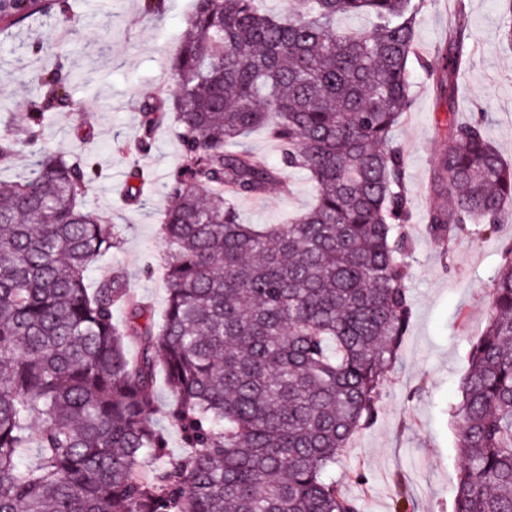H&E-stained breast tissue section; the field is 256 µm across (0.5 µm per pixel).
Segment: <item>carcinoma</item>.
I'll return each instance as SVG.
<instances>
[{
  "mask_svg": "<svg viewBox=\"0 0 512 512\" xmlns=\"http://www.w3.org/2000/svg\"><path fill=\"white\" fill-rule=\"evenodd\" d=\"M196 0L174 54L183 146L161 227L164 320L114 267L120 244L83 202L96 172L37 147L43 107L71 102L57 72L44 106L12 112L0 161L33 148L28 175L0 186V512H361L333 471L376 418L412 315L399 232L411 212L394 131L421 62L448 105L441 174L453 190L429 215L442 242L478 237L512 211V165L485 117L459 122L463 0L448 44L421 57L424 0ZM0 0V30L37 9ZM371 22L365 32L340 24ZM133 156L163 120L145 101ZM265 127L280 163L245 139ZM303 171L315 202L287 224L240 220L235 201ZM168 417L187 452L168 457L154 421L158 362ZM454 409L463 465L454 512H512V247L494 279Z\"/></svg>",
  "mask_w": 512,
  "mask_h": 512,
  "instance_id": "1",
  "label": "carcinoma"
}]
</instances>
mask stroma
Masks as SVG:
<instances>
[{
    "mask_svg": "<svg viewBox=\"0 0 512 512\" xmlns=\"http://www.w3.org/2000/svg\"><path fill=\"white\" fill-rule=\"evenodd\" d=\"M67 17L41 12L0 34V102L28 111L36 102L34 75L62 64L67 87L79 110L46 111L40 144L66 155L91 156L99 178L86 196L89 209L103 216L122 237L120 249L102 257L90 272L98 278L114 266L130 274L129 286L155 320L167 305L161 224L170 202L169 186L183 147L170 129H161L140 161L150 170L140 203L126 198L132 160L122 143L139 132L142 100L170 96V61L189 33L195 0H164L161 12L147 15L142 0H67ZM470 61L457 89L455 117L466 121L484 114L486 132L506 161L512 162V50L501 39L500 0H464ZM454 0H426L416 27V42L433 58L448 36ZM55 37L56 53L41 45ZM412 105L395 139L401 147L412 219L404 254L412 318L398 358L388 369L384 398L373 424L348 448L336 475L346 494L359 497L361 512H393L400 478L413 494L415 512H452L453 491L462 465L453 408L469 367L472 343L487 326L490 290L512 244V216L479 238L460 236L441 244L427 231L430 209L447 204V186L437 184L435 166L448 146L446 105L431 77L411 69ZM290 192L237 200L248 224H282L313 201L305 174H289ZM365 472L366 485L354 480Z\"/></svg>",
    "mask_w": 512,
    "mask_h": 512,
    "instance_id": "35a3bbf8",
    "label": "stroma"
}]
</instances>
